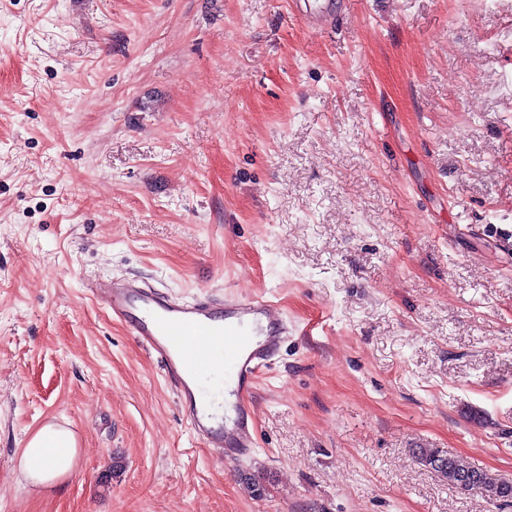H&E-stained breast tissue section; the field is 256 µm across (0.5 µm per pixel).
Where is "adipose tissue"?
Here are the masks:
<instances>
[{
	"mask_svg": "<svg viewBox=\"0 0 512 512\" xmlns=\"http://www.w3.org/2000/svg\"><path fill=\"white\" fill-rule=\"evenodd\" d=\"M76 454V441L70 430L45 424L22 449L18 477L33 488L52 486L73 470Z\"/></svg>",
	"mask_w": 512,
	"mask_h": 512,
	"instance_id": "ef3b65f1",
	"label": "adipose tissue"
}]
</instances>
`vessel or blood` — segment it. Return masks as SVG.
I'll return each mask as SVG.
<instances>
[{"mask_svg": "<svg viewBox=\"0 0 512 512\" xmlns=\"http://www.w3.org/2000/svg\"><path fill=\"white\" fill-rule=\"evenodd\" d=\"M88 291L99 307L160 355L193 435L224 463L249 457L256 446L250 413L238 411L229 424L217 418L197 379L204 372L217 374L237 402L251 397L288 334V321L274 302L234 293L183 302L122 278L90 281Z\"/></svg>", "mask_w": 512, "mask_h": 512, "instance_id": "obj_1", "label": "vessel or blood"}]
</instances>
